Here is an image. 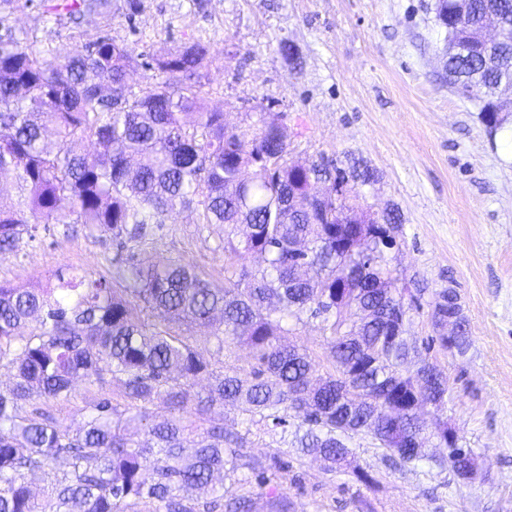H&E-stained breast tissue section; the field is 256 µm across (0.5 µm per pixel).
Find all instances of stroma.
I'll return each mask as SVG.
<instances>
[{"label": "stroma", "instance_id": "35a3bbf8", "mask_svg": "<svg viewBox=\"0 0 512 512\" xmlns=\"http://www.w3.org/2000/svg\"><path fill=\"white\" fill-rule=\"evenodd\" d=\"M435 3L111 0L106 14L76 28L33 5L9 18L19 37L58 57L112 37L131 52L130 77L139 84L156 75L157 59L207 44L203 101L230 129L248 140L260 114L277 119L291 158L369 167L376 179L361 189L364 209L401 216L392 265L401 285L422 291L407 335L448 379L442 414L459 446L476 453V476L397 467L371 437L358 435L349 446L371 477L365 484L284 445L283 429L246 426L228 408L212 419L246 433L248 458L288 464L276 489L225 473V498L247 496L250 512H274L279 495L288 512H512V122L489 131L478 105L449 88ZM286 43L292 55L284 54ZM130 249L224 279V239L194 210L170 214L157 235ZM114 251L111 238L58 225L19 257L0 259V282L38 287L60 270L98 272ZM447 287L460 295L467 321L470 343L461 355L423 347L438 333L431 313Z\"/></svg>", "mask_w": 512, "mask_h": 512}]
</instances>
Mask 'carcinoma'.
I'll return each instance as SVG.
<instances>
[{
	"label": "carcinoma",
	"mask_w": 512,
	"mask_h": 512,
	"mask_svg": "<svg viewBox=\"0 0 512 512\" xmlns=\"http://www.w3.org/2000/svg\"><path fill=\"white\" fill-rule=\"evenodd\" d=\"M40 6L76 23L108 0ZM19 8V0H0V179L15 189L0 199V258L19 256L41 224H81L122 248L178 209L224 226L228 255L222 284L180 260L154 264L133 254L114 256L110 277L83 271L57 275L53 288L0 284V370L12 372L0 387V512H247L243 498L224 504L216 476L231 463L248 471L243 482L265 485L285 467L277 457L267 466L242 460L244 436L204 426L227 405L251 426L301 419L296 442L330 470L347 462L359 434L407 466L455 474L469 466L473 450L447 453L448 421L437 414L448 397L445 374L423 359L410 368L417 347L380 323L385 307L394 315L417 309L380 241L399 217L376 223L357 206L358 193L334 182L335 199L309 202L299 185L306 162L288 158L277 122L245 140L228 130L224 113L205 110L192 79L206 45L158 62L161 77L135 87L126 46L101 37L49 58L7 25ZM456 9V0H436L445 41L468 46L446 63L448 84L497 129L506 118L487 96L512 84V0H470L467 26ZM487 16L500 30L482 43L473 28ZM86 140L101 151L81 152ZM241 179L253 186L247 203ZM249 255L264 266L241 264ZM309 318L330 332V370L315 380L307 350L283 342ZM197 327L220 353L228 343L247 345L251 376L200 359ZM79 380L100 397L82 410L78 429L36 407L70 396ZM111 380L123 388L122 411L105 393ZM158 400L168 411L159 421ZM189 409L198 421L190 447ZM432 409L427 430L420 422ZM29 472L49 477L38 494ZM194 490L212 500L189 497Z\"/></svg>",
	"instance_id": "obj_1"
}]
</instances>
